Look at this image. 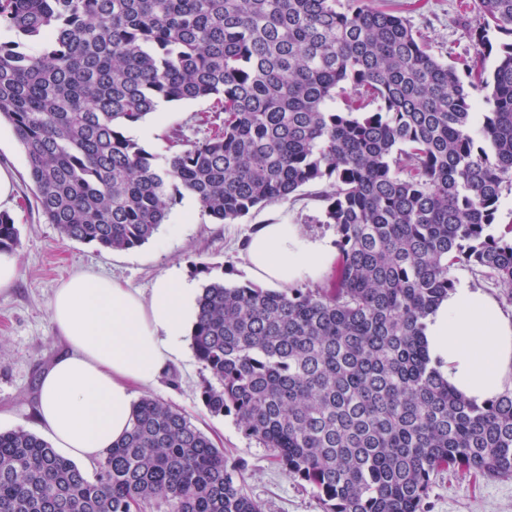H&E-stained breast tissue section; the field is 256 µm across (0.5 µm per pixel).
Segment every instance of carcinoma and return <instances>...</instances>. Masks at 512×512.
I'll list each match as a JSON object with an SVG mask.
<instances>
[{
	"mask_svg": "<svg viewBox=\"0 0 512 512\" xmlns=\"http://www.w3.org/2000/svg\"><path fill=\"white\" fill-rule=\"evenodd\" d=\"M479 4L467 34L487 52L443 62L381 0H0V122L62 237L129 250L187 192L231 224L326 186L330 286L213 280L191 334L204 407L323 512H425L445 469L512 477V388L477 405L425 345L454 267L512 300V237L490 232L512 190V0ZM161 99L210 102L203 137L174 129L164 156L125 134ZM18 245L1 211L0 253ZM245 469L145 396L92 479L38 435L0 431V512H263Z\"/></svg>",
	"mask_w": 512,
	"mask_h": 512,
	"instance_id": "1",
	"label": "carcinoma"
}]
</instances>
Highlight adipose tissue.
I'll return each mask as SVG.
<instances>
[{
	"mask_svg": "<svg viewBox=\"0 0 512 512\" xmlns=\"http://www.w3.org/2000/svg\"><path fill=\"white\" fill-rule=\"evenodd\" d=\"M242 256L254 281L282 288L319 277L336 251L298 225L270 222L249 235ZM197 298L194 283L171 273L146 295L90 272L56 288L50 316L64 349L39 380L34 414L58 452L92 464L124 438L136 389L184 356ZM425 341L449 385L472 401L512 380V318L481 291H450L428 316Z\"/></svg>",
	"mask_w": 512,
	"mask_h": 512,
	"instance_id": "adipose-tissue-1",
	"label": "adipose tissue"
}]
</instances>
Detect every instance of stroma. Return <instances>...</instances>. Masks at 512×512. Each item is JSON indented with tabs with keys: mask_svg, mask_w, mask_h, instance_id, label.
I'll return each mask as SVG.
<instances>
[{
	"mask_svg": "<svg viewBox=\"0 0 512 512\" xmlns=\"http://www.w3.org/2000/svg\"><path fill=\"white\" fill-rule=\"evenodd\" d=\"M404 16L432 55L450 56L478 46L470 41L466 27L475 11H462L459 0H385ZM203 100L160 102L156 114L128 136L147 150L165 154V134L182 127L195 139L196 115L206 111ZM0 166L14 178L15 192L6 210L20 232L15 251L19 273L14 287L0 295V431L22 428L37 432L33 416L37 383L61 348L50 317L55 289L70 275L89 271L121 281L149 293L155 279L172 268L204 286L214 279L242 285L241 248L255 227L276 217L299 225L314 238H335V225L326 223L318 184L300 188L289 199L252 210L233 224L215 223L200 207L181 199L165 224L148 242L125 251H104L92 244L63 238L55 225L46 223L34 204L25 154L9 124H0ZM208 373L194 352L172 364L151 395L178 408L204 430L232 458L246 462V492L262 503L264 512H322L310 489L301 487L274 460L271 449L238 427L234 416H211L200 390ZM429 512H512V478L462 477L445 470L433 479Z\"/></svg>",
	"mask_w": 512,
	"mask_h": 512,
	"instance_id": "obj_1",
	"label": "stroma"
}]
</instances>
